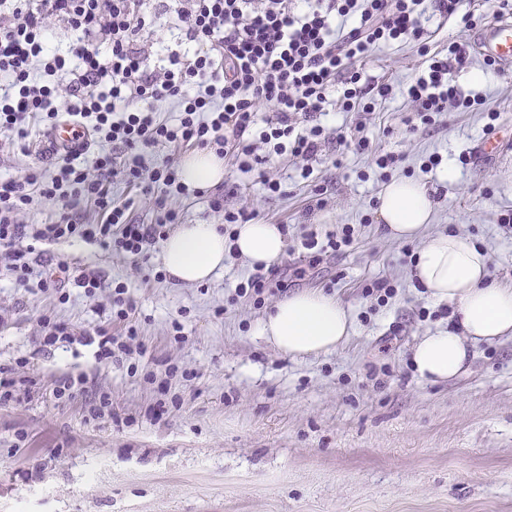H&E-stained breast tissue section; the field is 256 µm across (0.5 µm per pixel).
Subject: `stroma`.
<instances>
[{"label": "stroma", "instance_id": "obj_1", "mask_svg": "<svg viewBox=\"0 0 512 512\" xmlns=\"http://www.w3.org/2000/svg\"><path fill=\"white\" fill-rule=\"evenodd\" d=\"M464 7L473 29L432 21L427 47L371 48L364 80L393 88L372 99L371 152L323 156L307 179L302 161L285 155L259 171L228 168L224 184L173 200L184 224H220L224 210L245 204L259 221L287 227L289 293L332 295L353 318V335L336 351L293 358L258 336L266 311L238 294L253 271L239 256L226 255L211 280L186 285L157 279L158 246L137 262L79 238L52 245L71 267L104 276L106 287L92 295L72 284L62 294L45 291L0 270V365L26 358L43 381L0 406V512H512V339L477 344L455 381L419 378L410 350L425 331L447 324V309L413 278L418 241L391 239L377 215L388 180H417L433 201L423 237L471 238L488 255L490 277L512 287V223L503 221L512 213V150L491 163L471 161L486 131L512 134V71L471 52L452 78L463 94L483 93L489 111L453 108L414 132L404 123L412 106L402 89L424 69L425 51L471 41L497 2ZM389 152L401 161L386 174L375 160ZM266 175L280 181V192L264 189ZM345 224L353 241L336 255L315 261L301 249L302 232ZM379 280L396 289L382 303L366 293ZM120 282L137 305L143 356L102 367L91 346L43 350L44 313L79 332L108 323L122 333L112 319L111 287ZM169 366L177 369L171 394L180 405L155 421L147 412L158 394L147 376ZM64 373L111 392L118 420L88 419L83 399H56L49 383Z\"/></svg>", "mask_w": 512, "mask_h": 512}]
</instances>
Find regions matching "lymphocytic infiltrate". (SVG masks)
I'll return each mask as SVG.
<instances>
[{
    "label": "lymphocytic infiltrate",
    "instance_id": "f902f5d3",
    "mask_svg": "<svg viewBox=\"0 0 512 512\" xmlns=\"http://www.w3.org/2000/svg\"><path fill=\"white\" fill-rule=\"evenodd\" d=\"M462 0H186L179 12L178 48L167 63L153 65L144 34L167 12L165 0H0V133L23 153L30 150L35 122L55 123L67 116L84 128L90 143H109L76 162L74 156H48L17 178L0 182V260L16 281H29L37 245L74 237L97 242L137 258L167 236L179 214L172 198L185 193L173 160L152 165L157 148L185 144L213 150L245 169L270 155L304 161L319 158L329 145L368 151L365 123L356 137L326 133L320 118L327 91L341 86L339 111L355 110L370 93L387 97L391 87L362 85L357 68L379 41L421 40L422 13L471 26ZM77 32L67 54L50 45V20ZM466 60V47L452 43L446 55L430 57L427 67L404 90L414 110L409 131L431 125L448 106L469 109L483 98L458 91L452 73ZM163 102L181 106L178 124L157 117ZM270 108L258 119L259 106ZM136 186L139 199L112 194L115 183ZM153 212V223L133 216L136 201ZM52 203L56 218L25 224L19 216L34 202ZM106 214L91 221L88 207ZM43 289L63 291L68 284L95 294L103 279L74 274L63 261L46 256ZM134 300L122 286L112 291L116 320L126 335L109 325L85 336L99 361L143 353L129 320Z\"/></svg>",
    "mask_w": 512,
    "mask_h": 512
}]
</instances>
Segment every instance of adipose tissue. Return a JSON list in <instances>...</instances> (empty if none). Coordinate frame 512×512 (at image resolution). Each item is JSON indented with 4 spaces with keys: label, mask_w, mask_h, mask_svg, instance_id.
<instances>
[{
    "label": "adipose tissue",
    "mask_w": 512,
    "mask_h": 512,
    "mask_svg": "<svg viewBox=\"0 0 512 512\" xmlns=\"http://www.w3.org/2000/svg\"><path fill=\"white\" fill-rule=\"evenodd\" d=\"M432 210L428 191L412 179L391 181L379 196L378 218L389 236L421 241L413 275L428 299L453 307L448 327L426 331L412 349L415 372L436 383L464 371L473 345L512 338V289L490 280L488 256L471 239L458 234L421 238ZM227 246L219 225L184 224L163 244L164 265L176 282L202 283L223 269ZM231 246L250 264L268 267L281 260L287 244L278 225L252 222L238 225ZM352 331L347 308L319 291L279 300L259 328L268 344L291 357L332 352Z\"/></svg>",
    "instance_id": "obj_1"
}]
</instances>
